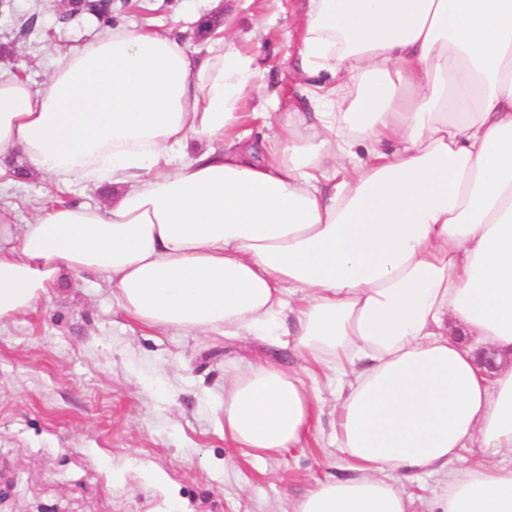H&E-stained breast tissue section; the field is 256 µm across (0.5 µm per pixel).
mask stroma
<instances>
[{"label":"stroma","instance_id":"obj_1","mask_svg":"<svg viewBox=\"0 0 512 512\" xmlns=\"http://www.w3.org/2000/svg\"><path fill=\"white\" fill-rule=\"evenodd\" d=\"M65 10L62 0H5L0 73L43 83L52 56L105 32L92 15L61 22ZM112 11L121 25L166 31L198 53L208 27L231 25L267 70L245 111L284 108L298 95L289 36L298 0H112ZM0 166V205H15L19 222L57 192L48 178L12 181L25 166L20 153L0 156ZM258 355L298 363L288 346L252 336L145 327L92 274L52 289L0 324V512H291L345 460L326 432L264 458L225 440V377Z\"/></svg>","mask_w":512,"mask_h":512}]
</instances>
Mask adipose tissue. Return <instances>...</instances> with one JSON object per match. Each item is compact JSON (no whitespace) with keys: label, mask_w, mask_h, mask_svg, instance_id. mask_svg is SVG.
Masks as SVG:
<instances>
[{"label":"adipose tissue","mask_w":512,"mask_h":512,"mask_svg":"<svg viewBox=\"0 0 512 512\" xmlns=\"http://www.w3.org/2000/svg\"><path fill=\"white\" fill-rule=\"evenodd\" d=\"M298 23L307 86L259 145L237 129L264 73L220 29L199 57L118 26L52 57L42 86L0 76V154L109 191L24 224L0 206V323L91 273L147 327L288 339L345 378L349 471L292 512H411L401 480L423 473L436 512H512V0H301ZM223 412L262 457L322 406L258 358ZM465 448L481 458L456 466Z\"/></svg>","instance_id":"1"}]
</instances>
